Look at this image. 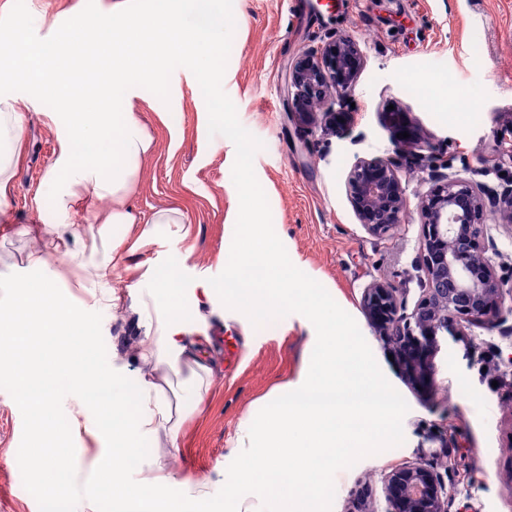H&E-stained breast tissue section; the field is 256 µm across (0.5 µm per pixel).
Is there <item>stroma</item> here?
I'll return each mask as SVG.
<instances>
[{
  "instance_id": "obj_1",
  "label": "stroma",
  "mask_w": 512,
  "mask_h": 512,
  "mask_svg": "<svg viewBox=\"0 0 512 512\" xmlns=\"http://www.w3.org/2000/svg\"><path fill=\"white\" fill-rule=\"evenodd\" d=\"M112 2L11 0L9 12H0V33L37 17L42 25L36 37L53 36L76 15ZM224 12L231 22L224 90L243 127L264 143L254 171L273 228L298 268L355 319L384 376L409 406L402 445L337 472L332 512H345L350 490L361 482L381 496L384 471L419 451H433L436 436L450 427L456 435L452 460L473 472L471 482L457 483V504L472 512H512V372L505 369L512 362V335L471 328L466 342L443 347L434 382L413 387L360 308L362 291L376 276L397 274L412 302L425 279L417 204L427 186L402 151L406 137L433 142L458 172L464 160L482 152L489 159L485 183L499 189L512 184V158L499 156L493 138L494 128L512 122V0H309L298 10L289 0H224ZM335 32L350 36L363 56L353 122L333 136L311 134L286 116L288 64L313 35ZM445 71L453 74L452 83L434 93L412 92V84ZM165 80L168 92L139 91L137 115L155 149L137 164L131 204L146 218L179 209L185 223L149 225L139 239L82 213L74 219L71 254L52 253L58 229L40 186L58 141L57 119L45 99L20 107L21 156L8 188V221L0 223V305L12 303L16 281L53 275L56 295L88 315L96 366L114 367L131 382L151 371L137 354L148 330L141 303L151 301L167 277L184 297L199 292L223 271L233 238L225 218L235 194L229 166L235 146L226 140L201 152L199 115L209 108L207 94L183 73L170 72ZM460 99L474 102L476 111L459 109ZM394 108L405 111L404 126L392 123ZM174 128L180 131L176 144L170 140ZM393 156L402 165L409 206L398 235L380 239L359 224L347 175L356 158ZM116 250L123 256L117 264L111 261ZM40 255L48 257V266H35ZM110 291L122 299L114 312L104 308ZM184 317L188 335L209 337L213 374L202 399L185 400L178 446L164 449V464L177 480L216 482L239 423L298 381L310 364L316 332L299 314L254 327L218 299L187 307ZM37 438L86 465L100 454L88 420L62 441L52 421L34 426L17 397L14 370L0 367V512H84L83 476L72 477L63 497L50 485L20 479L16 451Z\"/></svg>"
}]
</instances>
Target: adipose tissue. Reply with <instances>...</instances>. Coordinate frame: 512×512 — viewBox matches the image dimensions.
Masks as SVG:
<instances>
[{
	"instance_id": "ef3b65f1",
	"label": "adipose tissue",
	"mask_w": 512,
	"mask_h": 512,
	"mask_svg": "<svg viewBox=\"0 0 512 512\" xmlns=\"http://www.w3.org/2000/svg\"><path fill=\"white\" fill-rule=\"evenodd\" d=\"M94 25L106 39L128 45L126 52L113 55L112 77L96 90L98 97L113 101L112 110L80 111L76 97L60 86L54 66L67 52L68 38L38 39L28 29H16L14 52L0 57V72L21 77L33 96H50L61 117L59 149L43 179L58 224L68 225L78 203L108 198L111 208L94 212V223L130 228L141 221L129 204L137 187L136 163L154 145L134 111L139 87L161 85L173 70L188 73L214 102L213 110L202 115L200 148L215 145L214 128L224 110V0H147L145 11L135 17L128 16L125 0H114ZM22 129L15 103L0 99V204L8 195L7 171L18 159ZM157 288L158 300L141 309L151 332L139 341V357L153 370L132 385L111 370L86 374L95 338L81 308L69 306L58 316H38L0 331V357L10 360L17 373L34 421L51 417L58 431H77L79 415L64 416L56 409L62 389L71 387L78 390L80 414L95 416L93 434L109 473L101 475L97 464H90L87 488L92 495L111 493L113 512H182L180 481L162 472L129 486L123 469L142 455L147 441L162 434L177 440L181 411L166 396L174 377H181V391L199 399L212 375L198 345L185 335L182 297L167 282ZM163 486L172 490L164 499L158 496Z\"/></svg>"
}]
</instances>
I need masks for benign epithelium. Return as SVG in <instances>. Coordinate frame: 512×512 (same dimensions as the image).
Instances as JSON below:
<instances>
[{
  "mask_svg": "<svg viewBox=\"0 0 512 512\" xmlns=\"http://www.w3.org/2000/svg\"><path fill=\"white\" fill-rule=\"evenodd\" d=\"M357 43L336 34L310 41L288 67L287 113L301 125L335 132L332 109L354 92L359 77ZM501 154L512 157V124L493 131ZM409 154L427 170V192L419 200L421 256L426 280L413 307L390 276L376 277L364 288L360 307L375 335L381 337L415 384L433 380L442 344L458 341L472 327L512 332L506 325L512 308V286L494 271L491 258L473 256L493 246L487 224L512 229V188L500 191L475 179L448 173L451 160H437L434 146L420 139L408 143ZM400 163L393 158L359 157L348 175L350 202L362 227L371 235L396 234L407 208ZM439 450L424 466L404 459L382 475L384 507L359 499L353 512H451L455 499L448 465L452 436L436 437Z\"/></svg>",
  "mask_w": 512,
  "mask_h": 512,
  "instance_id": "obj_1",
  "label": "benign epithelium"
}]
</instances>
